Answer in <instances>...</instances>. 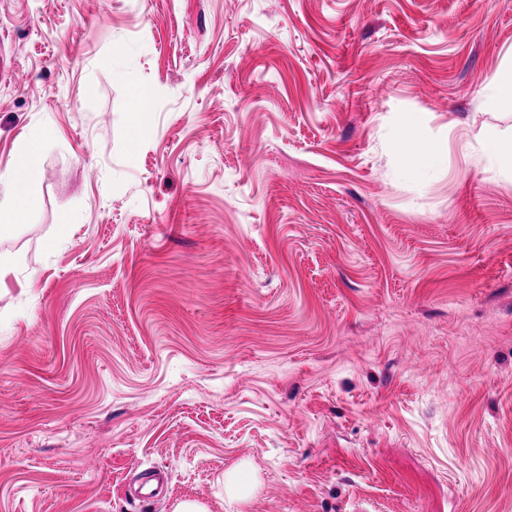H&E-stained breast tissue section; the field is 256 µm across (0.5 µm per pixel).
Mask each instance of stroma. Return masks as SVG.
<instances>
[{"mask_svg": "<svg viewBox=\"0 0 512 512\" xmlns=\"http://www.w3.org/2000/svg\"><path fill=\"white\" fill-rule=\"evenodd\" d=\"M511 50L512 0H0V173L52 127L0 227V512H512V182L463 151ZM407 133L397 140V147L405 159L401 169L403 176L413 181H422L443 165L441 151L425 136L421 117L409 113L404 118Z\"/></svg>", "mask_w": 512, "mask_h": 512, "instance_id": "stroma-1", "label": "stroma"}]
</instances>
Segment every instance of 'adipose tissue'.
Returning a JSON list of instances; mask_svg holds the SVG:
<instances>
[{"instance_id":"ef3b65f1","label":"adipose tissue","mask_w":512,"mask_h":512,"mask_svg":"<svg viewBox=\"0 0 512 512\" xmlns=\"http://www.w3.org/2000/svg\"><path fill=\"white\" fill-rule=\"evenodd\" d=\"M406 133L397 141L405 159L402 174L413 181L426 179L443 165L441 151L425 136L419 114L404 118ZM475 151L486 173L512 181V130L491 128L475 139ZM40 140H32L20 159L0 174V224L25 222L36 209L38 200L32 193L42 172L36 162Z\"/></svg>"}]
</instances>
